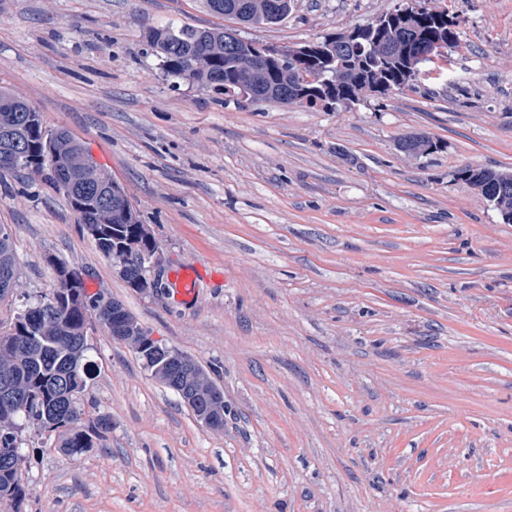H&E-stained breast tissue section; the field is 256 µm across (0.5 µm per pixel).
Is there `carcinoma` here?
I'll return each instance as SVG.
<instances>
[{
    "instance_id": "cac0c4a2",
    "label": "carcinoma",
    "mask_w": 512,
    "mask_h": 512,
    "mask_svg": "<svg viewBox=\"0 0 512 512\" xmlns=\"http://www.w3.org/2000/svg\"><path fill=\"white\" fill-rule=\"evenodd\" d=\"M294 0H206V7L215 15L235 20L244 13V21L255 25L279 23L291 11ZM431 8L438 15L450 18L439 23L426 14L407 32L396 28L375 33L380 41H400L410 34L422 52L437 59L448 55V47L458 44L456 17L449 16L448 0H432ZM145 44L159 60L163 79L172 86L197 85L214 95H227L239 84L255 87L259 94H284L291 84L290 70L313 78L305 93L307 106L334 109L353 97H362L366 84L371 91L387 90L388 85L404 82V64L393 57L375 56L371 42L350 48L341 56L330 54L316 61L306 58L263 60L258 70L249 73L239 69V54L248 50L250 41L228 27L199 28L189 24L166 23L145 29ZM35 108L12 92L0 89V130L13 129L23 149L8 171L21 173L36 181L34 171L43 158L54 155L57 169L79 167L90 154L66 130H48L43 125L25 123ZM508 178L509 170H492L467 165L456 172L464 182L488 201L496 200V184L492 177ZM48 184L64 196L78 223L88 225L98 249L112 258V243L125 241L130 225L101 223L98 204L90 196L73 193L58 180ZM54 267L56 287L53 292L18 310L9 326L0 321V379L9 375L8 391L0 389V503L11 505L13 512H22L26 488L21 477L10 469L15 449L21 448L22 432L31 428L39 435L56 439L55 447L68 456L80 455L96 448L112 430L105 415L90 416L82 394L91 379L92 367L87 360L89 350L86 324L95 318L111 329V335L128 337L130 328H141L133 314L119 300L86 291L85 281L78 278L82 269L48 257ZM139 359L152 377L178 397L195 388L196 376L204 368L192 359L168 361L146 347ZM192 413L210 429L224 430V390L216 383L192 403Z\"/></svg>"
}]
</instances>
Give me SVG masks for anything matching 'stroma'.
<instances>
[{"label":"stroma","instance_id":"stroma-1","mask_svg":"<svg viewBox=\"0 0 512 512\" xmlns=\"http://www.w3.org/2000/svg\"><path fill=\"white\" fill-rule=\"evenodd\" d=\"M402 0H297L240 36L298 46ZM439 74L329 112L162 81L143 33L222 25L204 0H0V87L121 182L165 288H129L67 200L0 175L13 308L83 267L224 390L212 431L92 322L105 447L22 433L23 512H512V224L457 180L512 170V0H453ZM428 133L416 158L399 137ZM199 269L193 300L173 275Z\"/></svg>","mask_w":512,"mask_h":512}]
</instances>
